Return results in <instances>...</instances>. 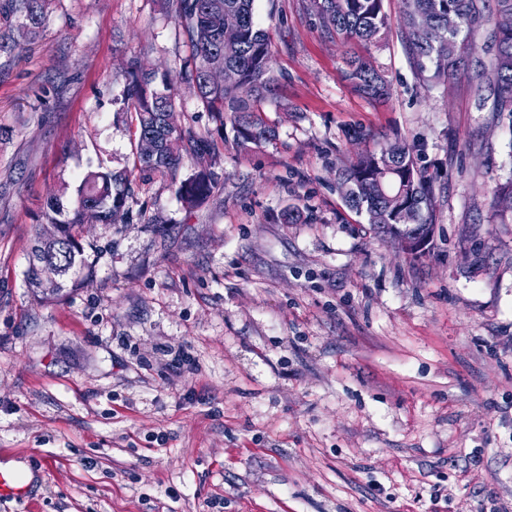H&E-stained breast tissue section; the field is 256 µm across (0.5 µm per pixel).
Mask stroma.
Returning a JSON list of instances; mask_svg holds the SVG:
<instances>
[{"mask_svg":"<svg viewBox=\"0 0 512 512\" xmlns=\"http://www.w3.org/2000/svg\"><path fill=\"white\" fill-rule=\"evenodd\" d=\"M369 54L378 102L306 0H254L279 81L274 140L241 148L186 85L176 127L211 137L221 182L185 207L133 182L139 224H88L91 271L30 288L35 236L81 173L132 163L127 67L189 48L160 0H47L0 50V466L26 464L41 512H512V122L492 110L481 24L466 77L417 74L403 0ZM416 146L435 189L425 255L350 211L336 170ZM297 209L289 223L281 213ZM184 347L196 368L164 356ZM342 71L344 80L354 90L374 99L389 96L390 85L382 68L376 62L360 55H351Z\"/></svg>","mask_w":512,"mask_h":512,"instance_id":"1","label":"stroma"}]
</instances>
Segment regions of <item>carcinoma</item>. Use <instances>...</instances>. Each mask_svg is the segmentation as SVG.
Instances as JSON below:
<instances>
[{
    "label": "carcinoma",
    "instance_id": "obj_1",
    "mask_svg": "<svg viewBox=\"0 0 512 512\" xmlns=\"http://www.w3.org/2000/svg\"><path fill=\"white\" fill-rule=\"evenodd\" d=\"M175 19L190 56L175 75H157L139 71L130 64L129 81L123 93L124 109L132 116L135 145L133 166L115 172L103 165L89 170L82 178L77 199L67 219H51L57 235L51 239L36 237L28 255L25 277L35 287L45 284L52 295L64 291V276L91 269L82 243L86 224H132L134 216L126 208L132 182L153 176L176 179L183 157L214 156L218 149L205 136L191 129H171L167 112L175 109L174 79L189 87H198L196 97L203 108L219 121L230 116L238 144L247 147L276 138V130L262 117L258 102L272 91L271 41L254 14V0H173ZM400 19L401 38L410 63L426 80L443 83L458 81L467 71L477 45L471 34L487 21L491 24L496 50L490 68L494 76V108L499 115L512 118V0H495V8L484 15L482 0H404ZM324 35L365 46L379 43L389 18L383 0H309ZM45 0H8L3 13L23 16L24 32L35 34L43 24ZM220 52L224 66L234 70L233 81L220 87L200 84L205 62ZM344 80L354 90L374 99L389 96L390 85L382 68L367 57L352 55L345 61ZM401 154L388 159L384 151L365 150L356 159L337 170V176L351 185L344 197L346 206L365 214L375 233L402 244L426 236L434 225V214L424 210L434 204V188L426 171L418 165L415 147L401 145ZM390 167L385 178L377 168ZM221 175L209 168L179 183L177 195L187 205L206 197ZM418 211V224L411 229L392 226L375 215L389 207L388 198Z\"/></svg>",
    "mask_w": 512,
    "mask_h": 512
}]
</instances>
